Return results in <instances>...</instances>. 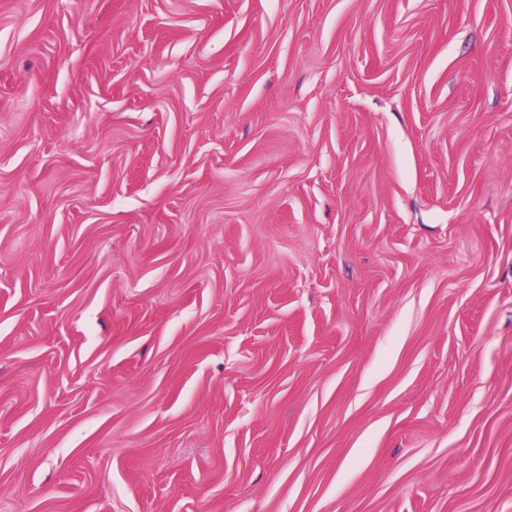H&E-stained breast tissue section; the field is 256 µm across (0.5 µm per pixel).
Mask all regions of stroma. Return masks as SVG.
I'll return each mask as SVG.
<instances>
[{
    "label": "stroma",
    "mask_w": 512,
    "mask_h": 512,
    "mask_svg": "<svg viewBox=\"0 0 512 512\" xmlns=\"http://www.w3.org/2000/svg\"><path fill=\"white\" fill-rule=\"evenodd\" d=\"M0 512H512V0H0Z\"/></svg>",
    "instance_id": "1"
}]
</instances>
